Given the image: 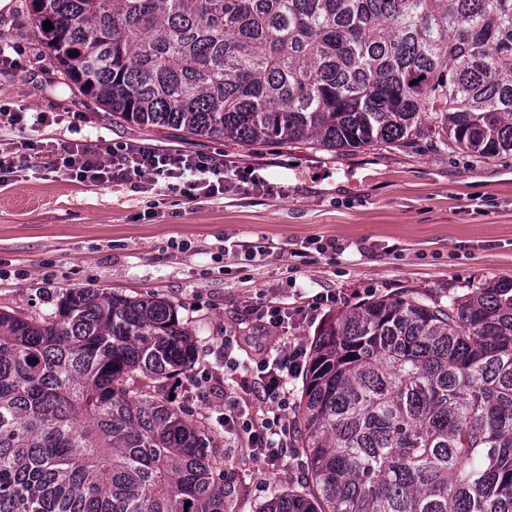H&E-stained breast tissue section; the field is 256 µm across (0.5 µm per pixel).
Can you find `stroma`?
Wrapping results in <instances>:
<instances>
[{"mask_svg":"<svg viewBox=\"0 0 512 512\" xmlns=\"http://www.w3.org/2000/svg\"><path fill=\"white\" fill-rule=\"evenodd\" d=\"M0 39L39 51L26 0L0 9ZM1 98L29 112L68 109L85 120L2 127L0 144L140 139L222 155L258 169L272 185L188 203L157 186L72 182L54 170L51 156L36 155L29 169L0 185L2 310L46 315L71 288L155 295L175 305L192 334L195 370L220 376L225 334L243 336L248 357L274 354L278 329H262L246 316L272 295L299 306L287 336L307 346L333 312L363 300L408 293L444 298L484 280L512 278V156L484 161L426 137L344 153L304 142L248 146L192 138L120 121L39 64L24 72L0 65ZM228 237L282 246L333 239L344 251L304 264L285 253L262 267L233 265L227 275L212 257ZM327 292L337 297L334 309L310 310L314 296ZM164 392L202 422L225 471L237 473L236 512H256L274 490L303 477L300 468L289 475L265 474L253 463L240 468L238 452L224 441L223 401L202 397L191 374L169 379Z\"/></svg>","mask_w":512,"mask_h":512,"instance_id":"stroma-1","label":"stroma"}]
</instances>
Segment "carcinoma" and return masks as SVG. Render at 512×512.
Returning <instances> with one entry per match:
<instances>
[{
    "instance_id": "carcinoma-1",
    "label": "carcinoma",
    "mask_w": 512,
    "mask_h": 512,
    "mask_svg": "<svg viewBox=\"0 0 512 512\" xmlns=\"http://www.w3.org/2000/svg\"><path fill=\"white\" fill-rule=\"evenodd\" d=\"M29 16L50 67L129 124L512 155V0H30ZM196 356L153 296L0 310V512H235L211 438L160 397ZM296 445L304 480L256 512H512V278L337 314Z\"/></svg>"
}]
</instances>
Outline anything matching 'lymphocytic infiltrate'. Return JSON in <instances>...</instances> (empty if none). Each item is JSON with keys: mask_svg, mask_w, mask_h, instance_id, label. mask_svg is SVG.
<instances>
[{"mask_svg": "<svg viewBox=\"0 0 512 512\" xmlns=\"http://www.w3.org/2000/svg\"><path fill=\"white\" fill-rule=\"evenodd\" d=\"M54 165L71 180L109 186L143 179L195 201L220 198L245 184H260L254 169L226 175L216 157L190 147L163 149L131 141L110 145L102 141L73 140L54 146ZM240 339L224 338V431L237 440L249 457L271 472H285L293 462L287 450L293 422L292 379L304 373L309 354L301 345L283 343L276 356L256 362L239 360L234 351Z\"/></svg>", "mask_w": 512, "mask_h": 512, "instance_id": "lymphocytic-infiltrate-1", "label": "lymphocytic infiltrate"}]
</instances>
